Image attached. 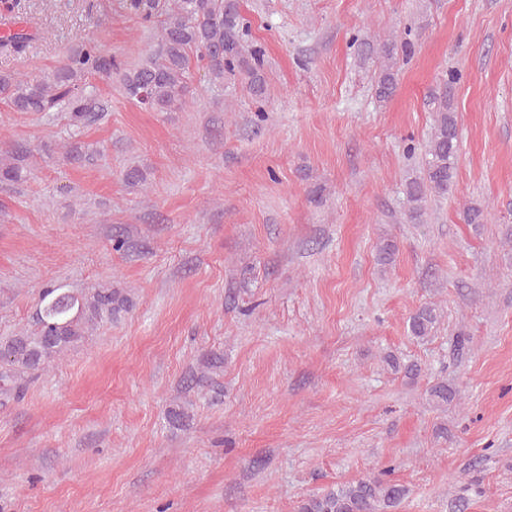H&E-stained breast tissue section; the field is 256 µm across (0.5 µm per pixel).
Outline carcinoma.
Masks as SVG:
<instances>
[{
    "label": "carcinoma",
    "mask_w": 512,
    "mask_h": 512,
    "mask_svg": "<svg viewBox=\"0 0 512 512\" xmlns=\"http://www.w3.org/2000/svg\"><path fill=\"white\" fill-rule=\"evenodd\" d=\"M142 23L159 25V49L132 68H124L112 56L102 55L95 46L82 44L71 51L52 72L39 77L3 75L0 94L16 112H48L56 106L70 112L75 123H82L104 105L85 95L86 78L117 74L127 96L156 111L168 112L182 107L188 88L191 57L203 63L213 80L240 78L245 81L256 113L264 116L263 63L265 50L252 36L251 21L242 14L239 0H171L164 18H159L152 3L130 0ZM33 34L22 26L7 28L0 35V48L20 53ZM361 59L382 58L375 81V94L389 100L396 90V68L400 53L411 50V42L386 40L374 43L353 38ZM457 79L448 73L445 90L430 98L434 112L431 135L425 145L420 172L403 185L404 204L410 222L424 223L431 198L453 193L460 143L456 113L452 111L450 85ZM27 151L17 149L0 157V183L22 179V162ZM467 224H485L488 212L480 204L463 209ZM129 309L128 299L117 290L94 288L74 293L56 285L42 288L35 329L0 337V352L6 354L0 381L16 395L23 394L22 375L38 376L62 354L74 348L90 330ZM439 310L433 304L419 306L409 317L408 331L416 339L430 336L439 322ZM429 400L444 405L455 398L448 383L439 382L428 389ZM385 470L374 476L338 484L302 501L298 512H397L409 495L403 484L388 479Z\"/></svg>",
    "instance_id": "cac0c4a2"
}]
</instances>
